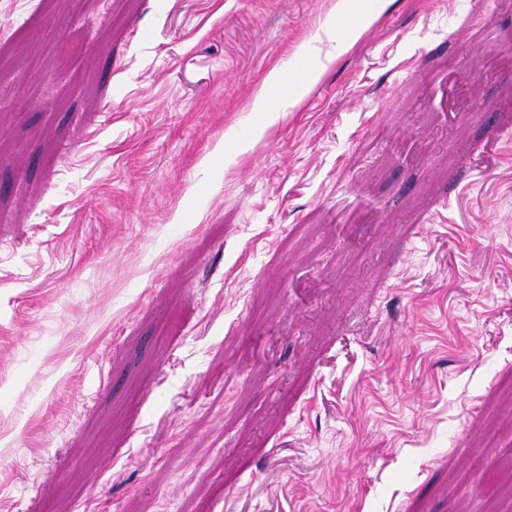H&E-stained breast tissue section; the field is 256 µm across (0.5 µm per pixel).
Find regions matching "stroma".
<instances>
[{
	"label": "stroma",
	"mask_w": 512,
	"mask_h": 512,
	"mask_svg": "<svg viewBox=\"0 0 512 512\" xmlns=\"http://www.w3.org/2000/svg\"><path fill=\"white\" fill-rule=\"evenodd\" d=\"M336 2L0 0V512L512 505V0ZM280 71L273 68L264 78L255 97L253 111L265 112L266 123L272 124L279 116L277 112H292L301 102L303 93L300 89L285 91L281 99L276 104H271L268 98L270 89L282 86Z\"/></svg>",
	"instance_id": "35a3bbf8"
}]
</instances>
